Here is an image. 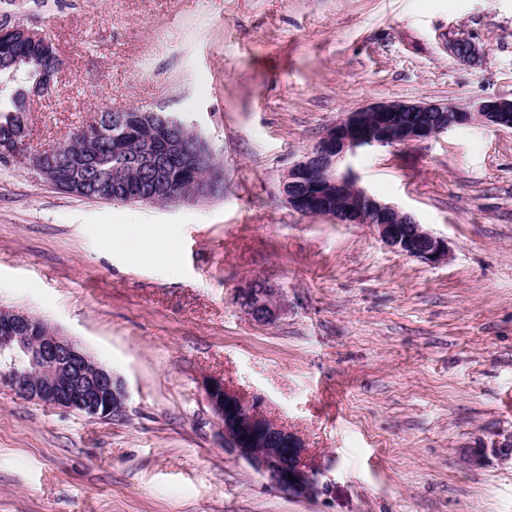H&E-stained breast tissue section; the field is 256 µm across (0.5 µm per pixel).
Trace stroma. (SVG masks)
Instances as JSON below:
<instances>
[{"label":"stroma","mask_w":512,"mask_h":512,"mask_svg":"<svg viewBox=\"0 0 512 512\" xmlns=\"http://www.w3.org/2000/svg\"><path fill=\"white\" fill-rule=\"evenodd\" d=\"M62 61L30 105L32 151L102 111L170 113L224 191L169 206L69 195L0 159V307L77 339L124 380L99 420L0 387V512H512V130L474 119L360 149L361 186L448 244L429 264L365 224L289 208L281 180L378 100L512 98V0H0ZM467 37L478 65L448 54ZM160 229L175 264L102 240ZM282 288L260 325L246 281ZM216 374L303 439L328 494L298 499L225 452ZM256 280L245 282L234 293L233 301L254 322L262 325L271 324L279 319L285 312L286 306L282 292L279 288L264 281ZM261 282V283H258Z\"/></svg>","instance_id":"35a3bbf8"}]
</instances>
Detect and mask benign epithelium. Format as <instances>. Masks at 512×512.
Here are the masks:
<instances>
[{
	"mask_svg": "<svg viewBox=\"0 0 512 512\" xmlns=\"http://www.w3.org/2000/svg\"><path fill=\"white\" fill-rule=\"evenodd\" d=\"M1 41H29L39 44L44 53L56 54L45 37L19 26H0ZM447 50L465 64L480 56L476 42L467 38L448 42ZM7 59L8 66L0 70L8 79L26 73L35 77L32 93L43 94L51 88L54 73L44 70L40 58L9 55ZM475 115L511 129L512 98L485 99L473 112L439 101H379L348 112L286 172L283 194L288 206L299 213L333 218L338 224H367L387 247L426 263L442 262L448 259V243L409 213L359 186L345 161L361 148L428 140L470 123ZM114 124L150 126L164 136L166 153L183 150V125L178 119L139 108L117 112L110 121L98 117L78 130L74 138L88 145ZM192 153L209 166L207 179L192 195L196 200L215 193L224 172L210 165L212 151L206 143L194 145ZM0 155L29 160L47 181L73 195L83 192L89 173L101 167L100 159L88 151L69 153L55 148L31 153L23 130L0 138ZM163 165V154L148 149L130 156L125 165L113 168L111 175L117 184L138 169H147L157 178ZM233 301L262 325L275 322L286 310L280 289L269 283L258 288L253 280L235 291ZM0 387L24 399L93 419L122 417L127 399L123 379L95 361L77 341L26 313L4 308H0ZM201 387L221 429L225 451L244 460L287 496L309 498L328 491L329 485L321 482V467L301 440L266 415L260 402L245 400L220 376L203 378ZM489 452L507 459L512 456V442L505 440L489 450L472 452L471 460Z\"/></svg>",
	"mask_w": 512,
	"mask_h": 512,
	"instance_id": "1",
	"label": "benign epithelium"
}]
</instances>
